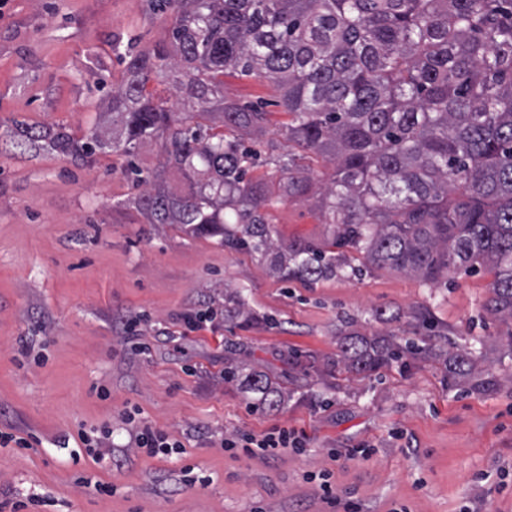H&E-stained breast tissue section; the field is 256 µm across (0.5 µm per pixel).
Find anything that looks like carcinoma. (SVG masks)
<instances>
[{"mask_svg": "<svg viewBox=\"0 0 512 512\" xmlns=\"http://www.w3.org/2000/svg\"><path fill=\"white\" fill-rule=\"evenodd\" d=\"M167 2L166 36L122 54L124 78L110 91L119 132L82 142L28 128L24 139L83 161L107 148L129 159L145 223L219 235L284 279L336 275L346 247L428 282L478 265L494 276L487 314L512 322V0ZM227 73L271 82L288 115V151L267 177H248L259 161L246 136L268 113L226 99ZM151 82L170 84L171 96ZM147 140L160 142L186 191L131 162ZM307 154L332 165L318 188L300 164ZM286 198L313 201L331 225L326 244L274 241L268 208ZM428 356L395 336L354 333L326 365L361 375ZM447 363L452 383L487 385L466 348L450 344ZM224 377L238 373L228 366ZM240 385L271 408L281 401L263 374Z\"/></svg>", "mask_w": 512, "mask_h": 512, "instance_id": "carcinoma-1", "label": "carcinoma"}]
</instances>
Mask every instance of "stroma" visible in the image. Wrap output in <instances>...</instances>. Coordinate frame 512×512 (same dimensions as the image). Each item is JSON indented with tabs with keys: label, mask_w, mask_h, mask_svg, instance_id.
<instances>
[{
	"label": "stroma",
	"mask_w": 512,
	"mask_h": 512,
	"mask_svg": "<svg viewBox=\"0 0 512 512\" xmlns=\"http://www.w3.org/2000/svg\"><path fill=\"white\" fill-rule=\"evenodd\" d=\"M169 22L149 0L0 8V429L39 439L0 446V491L38 495L27 512H512V326L483 308L491 273L452 268L429 283L366 267L349 248L336 276L283 280L218 238L145 223L125 157L77 161L22 144V124L79 140L111 126L106 99L125 68L113 43H154ZM224 94L269 112L254 145L262 157L287 150L270 82L228 75ZM271 215L282 245L330 236L310 202L290 199ZM235 291L259 320L182 335L183 316L223 310ZM417 310L439 329L428 341L437 353L452 340L484 357L489 388L452 385L438 356L366 376L324 372L344 322L414 339ZM136 315L151 344L144 355L122 330ZM229 357L283 391L278 409L225 382ZM132 406L184 453L133 448ZM105 423L110 460L73 458L79 430ZM275 425L305 432L304 451L261 458L219 446ZM188 468L207 486L185 487ZM325 480L335 503L322 498ZM98 481L112 493L97 492Z\"/></svg>",
	"instance_id": "35a3bbf8"
}]
</instances>
